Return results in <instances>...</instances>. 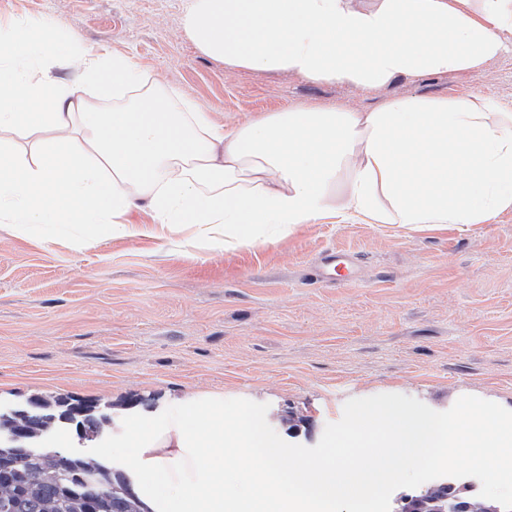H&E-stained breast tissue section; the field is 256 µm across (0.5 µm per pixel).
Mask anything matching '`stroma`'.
Here are the masks:
<instances>
[{
  "label": "stroma",
  "instance_id": "1",
  "mask_svg": "<svg viewBox=\"0 0 512 512\" xmlns=\"http://www.w3.org/2000/svg\"><path fill=\"white\" fill-rule=\"evenodd\" d=\"M187 2L0 0V25L66 27L228 131L268 112L400 98L512 110V35L479 69L365 90L207 56L185 32ZM97 235L91 249L48 251L0 225V402L62 394L117 409L220 392L268 404L274 430L304 446L352 398L399 393L444 411L474 395L512 410V210L480 224L323 219L206 253ZM329 252L353 283L310 284Z\"/></svg>",
  "mask_w": 512,
  "mask_h": 512
}]
</instances>
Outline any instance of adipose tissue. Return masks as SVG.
I'll return each mask as SVG.
<instances>
[{
  "instance_id": "adipose-tissue-1",
  "label": "adipose tissue",
  "mask_w": 512,
  "mask_h": 512,
  "mask_svg": "<svg viewBox=\"0 0 512 512\" xmlns=\"http://www.w3.org/2000/svg\"><path fill=\"white\" fill-rule=\"evenodd\" d=\"M184 27L237 67L371 89L481 67L512 33V0H188ZM70 63L77 81L53 76ZM135 209L196 252L324 217L478 224L512 209V113L400 99L375 112H270L227 132L65 28L0 29V223L48 249H87L96 224L147 234L127 219Z\"/></svg>"
}]
</instances>
